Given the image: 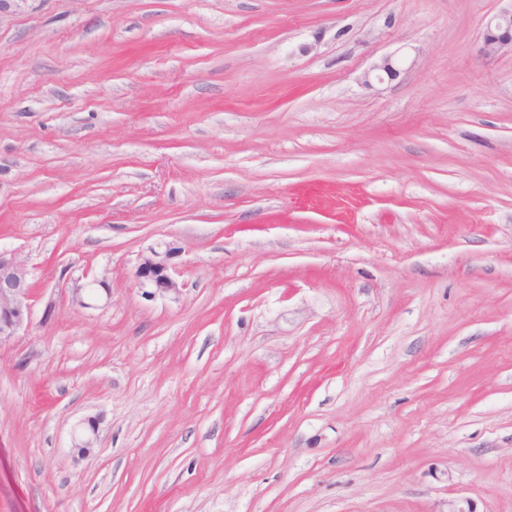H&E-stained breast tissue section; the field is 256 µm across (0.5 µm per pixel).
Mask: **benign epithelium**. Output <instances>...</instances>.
<instances>
[{
	"mask_svg": "<svg viewBox=\"0 0 512 512\" xmlns=\"http://www.w3.org/2000/svg\"><path fill=\"white\" fill-rule=\"evenodd\" d=\"M512 50V8L502 11L486 24L481 54L490 56ZM377 78L394 79L398 62L386 56L374 66ZM180 247L172 242H159L141 254L136 271L138 288L147 300L157 297L175 298L181 284L172 263ZM32 283L27 264L18 253L0 249V347L12 342L28 330L33 320ZM97 437L96 418L89 417L85 426L72 439V457L82 460L94 447Z\"/></svg>",
	"mask_w": 512,
	"mask_h": 512,
	"instance_id": "1",
	"label": "benign epithelium"
}]
</instances>
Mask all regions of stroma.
<instances>
[{
    "instance_id": "35a3bbf8",
    "label": "stroma",
    "mask_w": 512,
    "mask_h": 512,
    "mask_svg": "<svg viewBox=\"0 0 512 512\" xmlns=\"http://www.w3.org/2000/svg\"><path fill=\"white\" fill-rule=\"evenodd\" d=\"M511 6L0 0V512H512ZM508 49L512 52V6L488 21L480 52L490 56ZM180 247L172 242H159L141 254L136 271L138 288L148 300L157 297L176 298L181 291L177 271L172 263ZM27 264L18 253L0 249V347L32 324V283ZM97 437L96 418L88 417L85 426L77 431L72 439V457L74 461L82 460L94 448Z\"/></svg>"
}]
</instances>
